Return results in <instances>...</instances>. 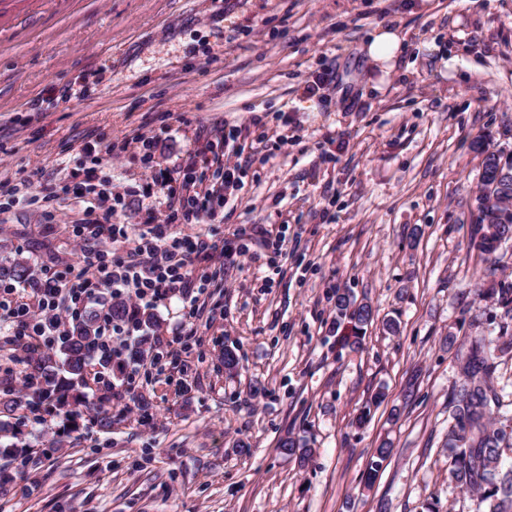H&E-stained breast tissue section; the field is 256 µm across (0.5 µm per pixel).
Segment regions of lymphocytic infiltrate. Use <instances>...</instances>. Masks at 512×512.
I'll use <instances>...</instances> for the list:
<instances>
[{"instance_id":"f902f5d3","label":"lymphocytic infiltrate","mask_w":512,"mask_h":512,"mask_svg":"<svg viewBox=\"0 0 512 512\" xmlns=\"http://www.w3.org/2000/svg\"><path fill=\"white\" fill-rule=\"evenodd\" d=\"M236 138L233 131L224 136V165L217 172L221 192H198L202 177L192 171L184 174L183 184L189 190L183 213L185 223H198L202 216L224 207L228 195L238 187L241 167L233 146ZM111 199V189H101L87 208L85 232L76 241L83 257L82 266L60 264L50 278L36 286V307L0 299V323L13 329L18 341L14 360L22 364L21 378L28 384H35L36 376L27 369V362L43 347L53 344L56 337L64 335L71 317L87 308L103 289L127 297L135 309L172 298L182 301L181 330L168 342L167 355L186 349L193 334L197 315L193 292L206 284L205 279L194 277L193 265L212 260L211 246L191 235H167L165 226L171 223V215L153 208L147 217L150 230L140 234L125 255H113L111 243L121 227L112 221Z\"/></svg>"}]
</instances>
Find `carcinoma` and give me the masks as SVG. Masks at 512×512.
<instances>
[{
  "instance_id": "1",
  "label": "carcinoma",
  "mask_w": 512,
  "mask_h": 512,
  "mask_svg": "<svg viewBox=\"0 0 512 512\" xmlns=\"http://www.w3.org/2000/svg\"><path fill=\"white\" fill-rule=\"evenodd\" d=\"M475 149L485 155L484 171L479 173L480 186L489 184V171L496 159V152L486 148L482 140L475 141ZM512 237L510 224L472 223L470 246L483 256L493 255L500 242ZM18 283L34 280L32 266L20 259L0 262V279ZM480 297L499 294V304L504 315L512 319V293L484 287V279L477 282ZM106 310L115 323L129 320L130 311L120 299L104 302ZM336 327H344V340L358 347L364 335L365 326L373 320L370 305L358 303L346 294L338 293L334 298ZM136 328L143 334L127 345V356L96 358V340L100 334L99 314L96 311L85 313L70 324L68 335L62 337L55 359L49 360L47 375L55 378L56 372L68 374L67 386L75 389L85 384L88 367L97 360L101 369L111 376L120 378L130 361L141 358L151 348L148 329L153 326L154 317L150 314L134 319ZM512 352V333L500 329V335L488 339L476 336L468 346L456 350L463 380L456 385L449 397L448 406L452 412L454 425L448 429V450L452 455L450 478L467 489L477 491L481 499L488 503L489 512H512V464H503V452L512 447V426L497 425L495 415L500 412L501 401L497 390L490 384L500 355ZM54 400L59 407L66 402L48 386L30 389L27 404L32 408Z\"/></svg>"
}]
</instances>
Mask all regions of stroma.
I'll return each instance as SVG.
<instances>
[{
  "instance_id": "obj_1",
  "label": "stroma",
  "mask_w": 512,
  "mask_h": 512,
  "mask_svg": "<svg viewBox=\"0 0 512 512\" xmlns=\"http://www.w3.org/2000/svg\"><path fill=\"white\" fill-rule=\"evenodd\" d=\"M387 27L403 38L391 68L365 52ZM228 127L233 200L166 232L246 234L247 259L194 267L212 280L187 350L141 360L130 384L89 379V399L113 392L111 429L84 414L62 432L55 410L19 427L0 512H487L448 476L446 337L497 336L477 276L512 289V239L493 261L470 246L473 142L512 154V0H0V259L40 281L80 263L86 181L121 192L124 254L145 206L179 210L185 169L223 165ZM140 134L150 159L123 150ZM343 292L373 309L355 349L334 331Z\"/></svg>"
}]
</instances>
